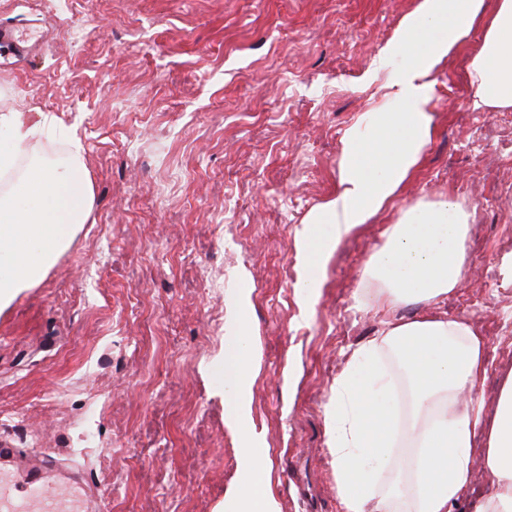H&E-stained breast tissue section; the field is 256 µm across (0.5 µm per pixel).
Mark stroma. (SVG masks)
Wrapping results in <instances>:
<instances>
[{
    "mask_svg": "<svg viewBox=\"0 0 512 512\" xmlns=\"http://www.w3.org/2000/svg\"><path fill=\"white\" fill-rule=\"evenodd\" d=\"M416 0H0L41 54L0 48V106L84 146L94 223L0 311V441L54 456L90 512H226L241 480L224 346L247 291L251 394L279 512H339L325 406L380 315L359 271L394 215L343 240L313 310L296 232L336 192L342 140L386 80L378 55ZM463 45L435 76L431 142L402 186L475 206L470 264L440 312L488 344L494 404L512 369V110L472 106Z\"/></svg>",
    "mask_w": 512,
    "mask_h": 512,
    "instance_id": "35a3bbf8",
    "label": "stroma"
}]
</instances>
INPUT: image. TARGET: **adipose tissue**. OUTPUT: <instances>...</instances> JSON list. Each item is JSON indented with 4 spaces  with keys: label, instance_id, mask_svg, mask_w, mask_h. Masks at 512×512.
I'll return each instance as SVG.
<instances>
[{
    "label": "adipose tissue",
    "instance_id": "1",
    "mask_svg": "<svg viewBox=\"0 0 512 512\" xmlns=\"http://www.w3.org/2000/svg\"><path fill=\"white\" fill-rule=\"evenodd\" d=\"M483 38L470 62L473 105L512 108V0H418L379 59L391 64L378 100L348 131L333 196L313 206L297 232L306 304L337 246L379 212L397 217L359 272L355 300L381 314L379 331L347 354L326 406L327 447L341 512H452L476 463L492 476L474 512H512V373L500 383L493 422L477 393L488 373L487 343L472 323L430 313L462 281L473 211L453 195L404 203L399 190L431 142L436 72L474 28ZM48 131L69 145L59 161L17 149ZM0 310L35 286L93 223L83 149L70 127L43 112L0 109ZM229 343L224 398L242 440V480L232 512H278L262 482L265 455L248 430L259 347L243 316ZM414 317H402L405 308Z\"/></svg>",
    "mask_w": 512,
    "mask_h": 512
}]
</instances>
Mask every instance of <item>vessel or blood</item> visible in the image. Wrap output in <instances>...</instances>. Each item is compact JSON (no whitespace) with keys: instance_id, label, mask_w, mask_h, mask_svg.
<instances>
[{"instance_id":"1","label":"vessel or blood","mask_w":512,"mask_h":512,"mask_svg":"<svg viewBox=\"0 0 512 512\" xmlns=\"http://www.w3.org/2000/svg\"><path fill=\"white\" fill-rule=\"evenodd\" d=\"M42 42L40 32L0 23V44L28 55ZM52 462L24 471L0 472V512H84L90 498L86 486L65 483Z\"/></svg>"}]
</instances>
